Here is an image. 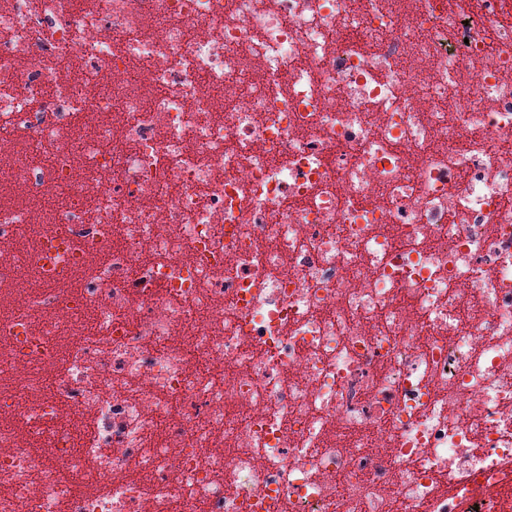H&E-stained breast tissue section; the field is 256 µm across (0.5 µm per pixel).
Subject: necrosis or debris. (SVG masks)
Returning a JSON list of instances; mask_svg holds the SVG:
<instances>
[{"mask_svg":"<svg viewBox=\"0 0 512 512\" xmlns=\"http://www.w3.org/2000/svg\"><path fill=\"white\" fill-rule=\"evenodd\" d=\"M0 512H512V0H0Z\"/></svg>","mask_w":512,"mask_h":512,"instance_id":"1","label":"necrosis or debris"}]
</instances>
